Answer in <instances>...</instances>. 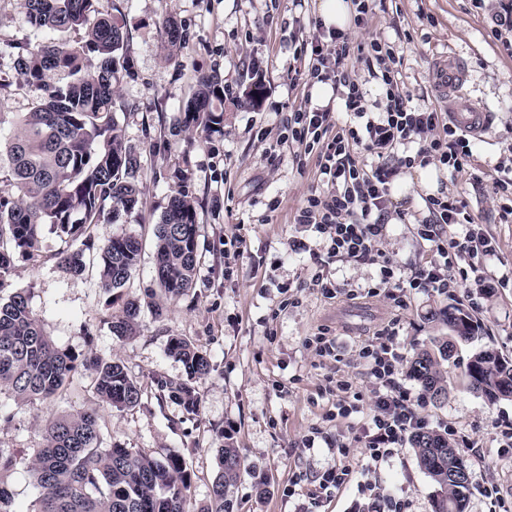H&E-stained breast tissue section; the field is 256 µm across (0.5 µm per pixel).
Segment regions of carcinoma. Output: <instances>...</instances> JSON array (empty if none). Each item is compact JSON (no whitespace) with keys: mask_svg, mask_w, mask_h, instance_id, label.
Instances as JSON below:
<instances>
[{"mask_svg":"<svg viewBox=\"0 0 512 512\" xmlns=\"http://www.w3.org/2000/svg\"><path fill=\"white\" fill-rule=\"evenodd\" d=\"M27 22L48 37L26 44L17 53L22 83L40 91L29 112L19 118L13 135L0 142V287L16 252L38 248L41 227L50 225L62 248L58 265L79 275L86 264L80 243L98 224L117 219L141 203L139 162L122 138L113 84L133 65L128 33L104 0H25ZM166 48L174 56L185 41L182 25L163 20ZM86 30L85 43L66 38ZM183 126L207 133L224 128V88L218 76L197 80L183 109ZM176 186L154 231L155 280L159 292L147 306L163 313L162 300H173L192 287L198 262L196 210L190 186L175 173ZM142 243L133 236L108 239L98 255L100 288L125 287L136 270ZM25 290L0 301V391L16 404L38 407L51 402L80 372L92 380L98 405L76 413L49 414L40 422L44 447L31 459L0 452V512L10 509L12 495L4 476L24 465L38 490L32 512H189L191 474L185 457L170 452L157 458L130 448L101 447L99 407L119 411L137 406L142 387L125 364L98 356L79 358L60 349L45 332ZM142 313L138 299L127 300L111 316L112 334L136 335ZM449 336L410 361V374L433 400L448 391L439 369L449 347L476 338L479 326L462 309L448 312ZM168 352L184 365L192 380L210 372V361L190 341L173 336ZM468 386L489 402L512 391V362L492 348L476 353L467 367ZM159 396L187 411H197L198 397L187 382L158 380ZM421 468L439 485L442 512H465L468 484L448 478L464 464L448 436L425 430L412 436ZM218 471L208 502L200 512H233L232 493L242 472L239 449H217Z\"/></svg>","mask_w":512,"mask_h":512,"instance_id":"obj_1","label":"carcinoma"}]
</instances>
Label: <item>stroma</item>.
I'll return each instance as SVG.
<instances>
[{
    "label": "stroma",
    "instance_id": "obj_1",
    "mask_svg": "<svg viewBox=\"0 0 512 512\" xmlns=\"http://www.w3.org/2000/svg\"><path fill=\"white\" fill-rule=\"evenodd\" d=\"M25 0H0V81L11 88L0 98V135L10 136L16 116L28 112L36 91L17 73L16 42L41 40L26 22ZM317 0H115L120 21L130 36L133 67L114 85L123 109L118 114L126 145L141 165L142 200L138 209L116 222L97 225L84 248L86 270L76 276L60 268L54 254L59 241L44 228L39 254L16 255L11 289L31 292L30 306L55 344L78 356L94 353L124 362L143 388L132 409L102 408L104 447L130 448L151 455L178 452L192 474L191 505L207 499L217 471L216 450L239 449L244 470L235 488L234 512H301L312 484L297 494H283L294 473L316 472L336 462L329 441L353 437L360 420H328L333 397L330 380H351L362 395L370 382L359 364L360 341L400 315L398 341L406 356L430 347L448 328L444 311L470 312L480 326L474 342L457 343L445 362L448 397L428 402L432 425L448 424L469 436L473 448L460 455L470 473L467 512H494L479 491L495 480L503 499L512 500V457L496 439L497 417H512V399L488 403L470 390L465 377L469 358L492 345L512 360V223H502L499 209L481 177L493 173L512 153V56L491 33L490 9L471 0H376L364 25L348 30L350 42L374 38L391 42L401 64L400 86L412 105L444 111L432 90L433 64L443 54L468 66L465 95L484 106L491 126L474 149L468 172L450 174L428 164L401 174L393 193L403 217H391L383 241L386 255L402 276H411L424 253L415 226L428 215V189L422 173H431L436 188L464 197L476 223L496 237L499 252L490 264L496 280L491 294L471 303L466 293L448 297L414 294L403 310L377 296L331 298L314 286L316 267L308 255L288 249L302 236L318 253L322 239L294 224L297 208L322 182L315 155L279 137L292 108L312 103L313 86L301 78L310 54L305 47L317 18ZM175 17L187 36L176 57H168L163 18ZM265 84L258 106L241 102L252 72ZM218 76L224 86V129L205 133L181 126L183 107L197 80ZM265 138H258V131ZM188 178L197 213L198 264L195 282L167 302L161 317L143 311L137 336L117 339L110 314L127 298L145 299L155 288L154 226L165 210L173 173ZM132 235L143 244L140 263L121 297L110 300L99 286V248L115 235ZM243 238V251L225 254L224 241ZM338 336V360L318 357L312 343L321 329ZM185 338L206 352L211 370L194 386L197 413L161 400L156 380L181 381L184 366L167 352L170 337ZM87 376L76 375L51 404L19 408L9 393H0V412L12 415L0 428V452L32 457L43 446L39 428L48 413L73 412L93 404ZM320 430L314 447L304 435ZM383 485L402 492L411 512H439V487L419 466L412 448H402L381 466Z\"/></svg>",
    "mask_w": 512,
    "mask_h": 512
}]
</instances>
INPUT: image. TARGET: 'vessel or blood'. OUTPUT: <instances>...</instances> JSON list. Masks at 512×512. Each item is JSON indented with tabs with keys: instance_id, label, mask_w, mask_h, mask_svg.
Masks as SVG:
<instances>
[{
	"instance_id": "b4317fda",
	"label": "vessel or blood",
	"mask_w": 512,
	"mask_h": 512,
	"mask_svg": "<svg viewBox=\"0 0 512 512\" xmlns=\"http://www.w3.org/2000/svg\"><path fill=\"white\" fill-rule=\"evenodd\" d=\"M466 79V64L455 56L443 55L437 58L433 69V86L441 100L451 101L448 117L462 133L479 137L487 128L488 116L479 107L470 105L461 97Z\"/></svg>"
}]
</instances>
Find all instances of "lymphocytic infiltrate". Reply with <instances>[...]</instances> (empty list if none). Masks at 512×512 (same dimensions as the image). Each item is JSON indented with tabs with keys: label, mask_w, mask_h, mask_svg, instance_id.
Here are the masks:
<instances>
[{
	"label": "lymphocytic infiltrate",
	"mask_w": 512,
	"mask_h": 512,
	"mask_svg": "<svg viewBox=\"0 0 512 512\" xmlns=\"http://www.w3.org/2000/svg\"><path fill=\"white\" fill-rule=\"evenodd\" d=\"M334 48H326V41ZM307 80L332 83L340 89L352 123L340 126L331 108H297L288 114V141L305 152H317L322 190L312 192L297 209L294 221L317 234L327 244L326 259L318 260L314 282L330 297L356 298V290H342L324 275L327 259L339 258L377 266V278L367 293L385 296L395 308L406 305L411 293L443 295L457 288L488 287V265L496 257L498 243L476 224L465 200L445 194L426 199L429 220L418 224L416 236L427 244L430 257L413 276L402 278L381 248L391 214L394 183L403 170L437 162L450 173L465 172L471 164L474 143L443 113L419 110L399 89L398 61L387 42L374 38L351 45L345 33L314 32ZM358 54L371 77L385 89L384 112L365 107L362 83L344 68L350 54ZM416 144L415 154L401 153V146ZM374 157L361 165L357 152ZM400 320L392 318L372 338L359 345V358L371 384V407L363 409L362 395L351 381L337 379L335 416L350 419L366 414L367 420L353 440L336 443V463L317 473V492L312 504L347 485H355L357 499L352 512H407V501L383 486L376 471L388 463L412 434L427 429L422 415L423 397L413 395L398 381L405 355L397 342ZM361 444V463H353L352 444Z\"/></svg>",
	"instance_id": "f902f5d3"
}]
</instances>
